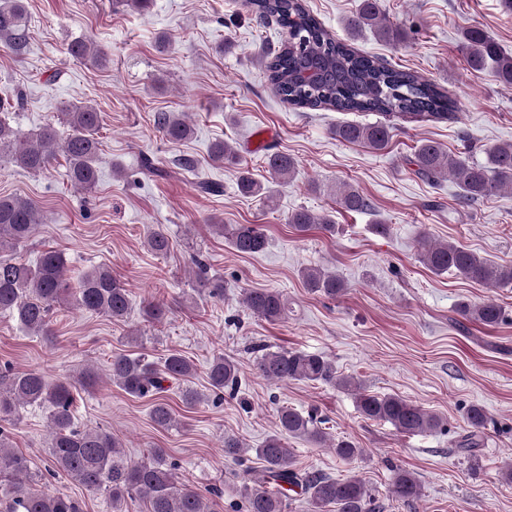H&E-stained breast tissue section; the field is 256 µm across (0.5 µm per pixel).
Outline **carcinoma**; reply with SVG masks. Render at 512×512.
<instances>
[{"label": "carcinoma", "instance_id": "1", "mask_svg": "<svg viewBox=\"0 0 512 512\" xmlns=\"http://www.w3.org/2000/svg\"><path fill=\"white\" fill-rule=\"evenodd\" d=\"M244 7L260 25L271 21L284 31L287 42L279 49H265L259 61L268 82L281 101L295 109L336 112H373L382 116L374 123H344L333 130L337 139L361 144L372 150L387 147L400 121L446 122L454 119L453 101L448 91L414 71L399 69L382 59L363 54L336 39L309 11L305 0H244ZM24 0H0V44L20 56L29 44V29ZM350 35L370 31L389 43H401L405 32L388 23L383 0H360L357 9L344 21ZM460 51L468 67L488 72L496 81L512 87V53L486 31L468 28L462 32ZM70 57L102 68L109 62L107 52L85 39L69 43ZM316 65L321 76L313 84L298 81L297 74ZM60 131L48 124L28 133L13 129L0 119V158L5 157L17 169L41 172L57 155L64 156L72 185L89 191L99 180V131L101 112L91 105L67 104L62 110ZM157 125L170 141H183L193 134L186 120L163 112ZM211 158L218 164H238L239 153L226 141L211 146ZM409 164L418 177L436 183L452 178L467 202L504 195L512 198V143L492 146L486 163H475L452 156L439 145L425 141L416 147ZM271 180L277 183L293 175L296 161L275 151L267 154ZM238 189L244 195L268 202L273 199L270 186L240 172ZM337 203L349 212L367 208L366 198L348 184L339 187ZM295 231L306 233L316 227L332 233L335 224L325 215L301 209L288 216ZM35 204L25 198L0 195V310L17 316L21 326L31 333L52 336L50 314L61 305L122 320L129 309V294L119 278L106 266H95L73 277L63 255L55 250L43 252L38 261L27 265L4 256L16 245L28 241L38 228ZM215 228L225 234L233 249L243 254L265 250L268 239L259 224H236ZM149 251L165 255L171 249L170 236L158 225L146 240ZM420 262L434 273L448 270L472 282L490 287L512 285V265L495 264L475 252L452 242L437 243L421 236ZM200 283L208 295L224 297V277L209 273L198 261ZM302 279L313 293L334 299L346 292L344 280L320 267L302 271ZM248 310L270 322L288 317V298L273 289L253 288L245 292ZM458 316L467 322L496 326L504 319L502 307L493 300L479 303L463 301ZM256 374L271 383L304 381L332 384L357 390L358 410L374 421L390 423L405 435L432 433L444 426L443 419L422 407L394 395H371L362 384L337 373L326 356L301 351H272L265 344L253 347ZM194 365L185 357L169 354L161 364L143 353L136 357L115 354L109 362V379L126 393L152 400L151 419L163 430L178 425L175 414L163 398L169 380L179 381L192 375ZM211 390L233 396L240 386L235 361L224 355L213 359L208 369ZM72 384L48 379L37 370L0 372V512H81L78 501L61 493L29 491L33 475L30 462L10 443L4 424L20 419L21 409L38 406L47 411L49 428L48 460L53 471L108 498L112 512L137 497L146 503L147 512H209V496L218 488L202 490L181 481L177 464L167 460L163 449H155L150 458L134 462L127 458L122 443L104 427L82 429L74 422ZM277 431L253 450L235 438L224 439V455L235 460L254 452L264 463L258 479L244 485L247 512H287L288 491L299 490L315 512L334 505L336 512H381L382 506L362 478L350 475L336 479L316 471L296 467L288 438H303L320 448L332 449L342 460L362 455L363 449L348 438L334 439L326 431L325 419L316 412L306 414L283 406L278 410ZM468 431L455 447L477 460L482 447L488 415L478 404L466 412ZM392 494L407 503L421 496V484L411 473H394Z\"/></svg>", "mask_w": 512, "mask_h": 512}]
</instances>
